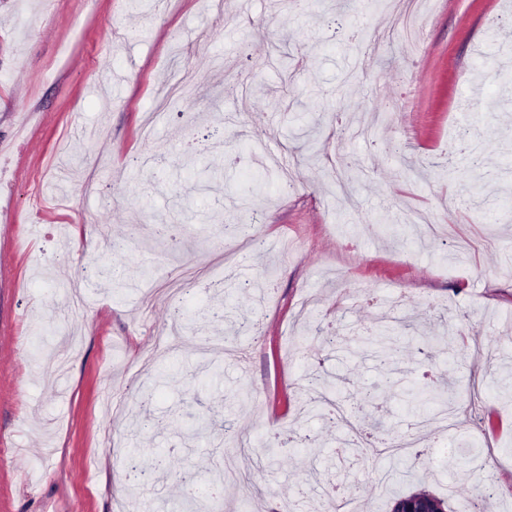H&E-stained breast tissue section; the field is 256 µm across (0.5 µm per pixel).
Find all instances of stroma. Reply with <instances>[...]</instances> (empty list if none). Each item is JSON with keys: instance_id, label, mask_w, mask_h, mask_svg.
I'll list each match as a JSON object with an SVG mask.
<instances>
[{"instance_id": "stroma-1", "label": "stroma", "mask_w": 512, "mask_h": 512, "mask_svg": "<svg viewBox=\"0 0 512 512\" xmlns=\"http://www.w3.org/2000/svg\"><path fill=\"white\" fill-rule=\"evenodd\" d=\"M400 6L0 0V512H512V7ZM405 6L396 12L392 18V27L399 30L404 38L405 45L416 40L420 36V30L416 25V19L422 12L421 0H406ZM421 492L432 496L435 500H438L439 502H441L443 504V507L445 508V500L443 498L437 497V496H435L431 493H428L426 491H421ZM413 494L414 493H411L409 495L395 494L393 496L392 503H393V506L395 505L394 508H397V510H393V512H444V510L439 507L434 508L437 505H436V503L433 502V499L430 496H426L423 494H414V495ZM412 495L414 497L413 498V504H414L413 508L409 509V510L401 509L402 504H399L398 501L408 498Z\"/></svg>"}]
</instances>
